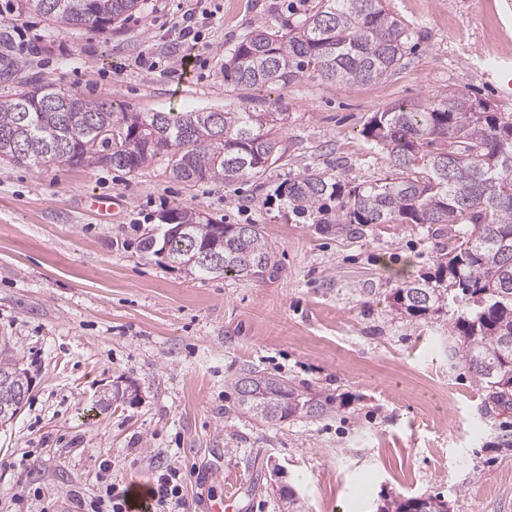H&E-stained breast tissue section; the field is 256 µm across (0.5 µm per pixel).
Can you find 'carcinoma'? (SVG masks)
I'll list each match as a JSON object with an SVG mask.
<instances>
[{
    "instance_id": "cac0c4a2",
    "label": "carcinoma",
    "mask_w": 512,
    "mask_h": 512,
    "mask_svg": "<svg viewBox=\"0 0 512 512\" xmlns=\"http://www.w3.org/2000/svg\"><path fill=\"white\" fill-rule=\"evenodd\" d=\"M142 0H32L54 22L101 31L125 20ZM410 31L385 0H318L304 19L281 29L258 27L224 60V81L282 89L301 80L345 87L378 83L400 65ZM278 112L248 107L224 112H116L53 85L30 84L0 102V158L42 170L104 164L134 172L157 155L174 179L226 185L263 175L286 152ZM362 134L387 152L390 178L349 185L310 167L275 190L281 217H303L322 231L362 237L379 224H436L435 273L392 292L409 317L461 312L448 328L453 353L486 389L485 413H512V115L463 94H437L411 106L375 112ZM171 223L142 229L139 247L188 275L274 277L279 263L260 224H215L184 207L163 213ZM30 383L20 359L0 350V376ZM239 405L269 424L318 418L332 400L305 384L247 369L233 383ZM380 512H448L437 497L392 501Z\"/></svg>"
}]
</instances>
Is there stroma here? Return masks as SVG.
<instances>
[{
    "label": "stroma",
    "instance_id": "1",
    "mask_svg": "<svg viewBox=\"0 0 512 512\" xmlns=\"http://www.w3.org/2000/svg\"><path fill=\"white\" fill-rule=\"evenodd\" d=\"M316 0H144L107 32L67 28L0 0V100L20 83L50 84L125 112H281L285 158L262 179L223 185L172 178L158 156L135 172L108 165L40 171L0 158V346L31 378L16 419L0 426V512H81L114 485L151 497L177 467L183 497L232 490L239 512H285L276 483L304 512H378L436 496L449 512H512V420L483 415L484 392L448 353L457 304L397 314L393 288L434 271L426 224H382L359 239L282 220L272 194L305 167L359 184L390 176L389 156L362 134L397 104L462 93L512 113L498 68L512 42L488 40L475 0H387L412 30L399 68L344 88L282 89L224 81L228 52L255 28L301 20ZM192 14L197 37L176 24ZM190 54L197 66L181 73ZM166 60L163 69L146 60ZM121 200L101 215L95 197ZM175 206L223 224H259L278 278L187 276L138 249L142 227ZM246 368L337 396L331 414L272 425L237 403ZM135 398L102 409L100 394Z\"/></svg>",
    "mask_w": 512,
    "mask_h": 512
}]
</instances>
